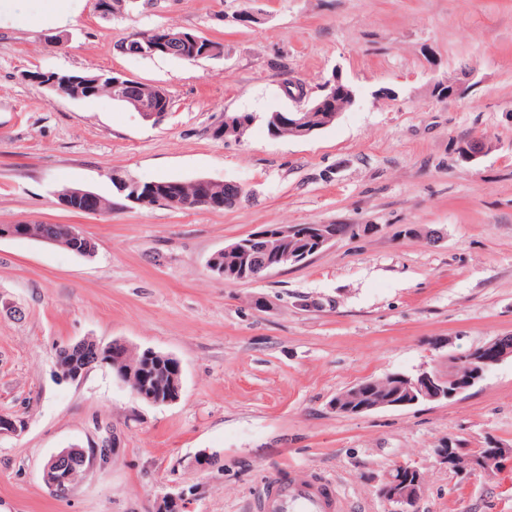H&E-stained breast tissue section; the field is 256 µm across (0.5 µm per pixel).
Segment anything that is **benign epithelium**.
<instances>
[{"label":"benign epithelium","instance_id":"7a95c632","mask_svg":"<svg viewBox=\"0 0 512 512\" xmlns=\"http://www.w3.org/2000/svg\"><path fill=\"white\" fill-rule=\"evenodd\" d=\"M172 35L162 29L152 30L146 33L144 46L139 54L156 56L170 52L168 41ZM131 86V79L119 76L112 82L115 91V98L132 106L139 116L145 121L159 123L165 119L172 108V101L165 91L159 92L157 98H145L132 96L126 88ZM327 89L330 95L336 99L329 98V95L320 99L309 100L308 93L297 91L289 95L296 107L286 111L272 113L269 121L271 134L279 136L283 129H288L298 138L308 137L319 130L329 126L340 114V105L343 101L354 102L353 90L340 80L329 82ZM492 143L488 140H477L462 147L460 150L461 159L465 162H472L489 152ZM79 197L86 201L85 211L103 212L111 208L104 199L91 191L79 188H67L58 193V199L63 206H68L70 197ZM67 236L73 243L81 246V252L89 255L96 252L94 241L87 236L79 226L70 225L66 228ZM314 239V247L311 251L295 253L288 248V227L278 228V234L271 236L266 231L254 232L224 247L226 252H236L243 256L244 264L233 271H226L218 266L216 259H211L212 270L221 278L231 282L248 281L257 279L264 274L284 267L288 264H297L302 259L314 256L324 247L339 237L336 227L332 224H319ZM277 238L283 247L270 260L261 265H254L249 261L250 255L259 249V244L265 240ZM119 345L128 347L122 340L114 339L103 343L93 338H84L74 344L77 352L85 357V365L72 364L63 368L62 376L76 381L82 378L89 367L94 364L110 365L112 358L109 357L111 347ZM512 355V336L505 335L484 344L476 349H471L464 355V360L469 367V382L474 384L483 379L488 373L495 369L506 358ZM414 392L411 399L404 401L406 405H413L423 399L425 401L453 400L464 393L457 378L453 376L437 377L424 371L414 379H409ZM132 395L142 401L151 404H169L178 400L180 392L175 390L166 397H157L146 385L139 384L132 390ZM90 467V457L83 449L64 448L51 455L43 466V481L49 487L58 490L59 494L66 496L76 486L74 476L79 473H87ZM423 487V480L419 478V471L413 467L407 468V472H394L380 486L379 495L392 507V512H410L420 497Z\"/></svg>","mask_w":512,"mask_h":512}]
</instances>
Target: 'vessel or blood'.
<instances>
[{
	"mask_svg": "<svg viewBox=\"0 0 512 512\" xmlns=\"http://www.w3.org/2000/svg\"><path fill=\"white\" fill-rule=\"evenodd\" d=\"M257 512H347L334 481L297 477L274 479L258 496Z\"/></svg>",
	"mask_w": 512,
	"mask_h": 512,
	"instance_id": "obj_1",
	"label": "vessel or blood"
}]
</instances>
